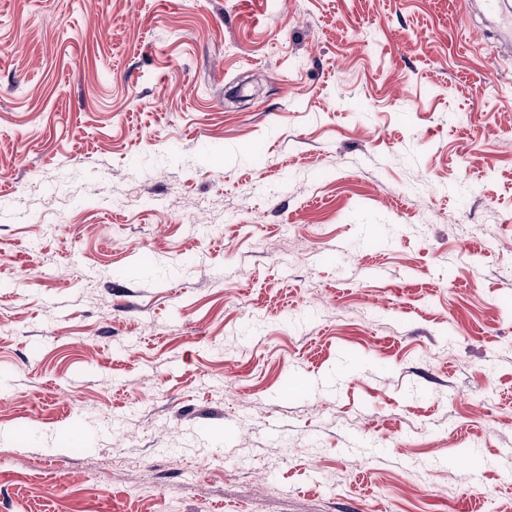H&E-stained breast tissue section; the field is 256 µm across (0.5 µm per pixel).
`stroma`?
<instances>
[{
  "instance_id": "obj_1",
  "label": "stroma",
  "mask_w": 512,
  "mask_h": 512,
  "mask_svg": "<svg viewBox=\"0 0 512 512\" xmlns=\"http://www.w3.org/2000/svg\"><path fill=\"white\" fill-rule=\"evenodd\" d=\"M507 39L0 0V512H512Z\"/></svg>"
}]
</instances>
